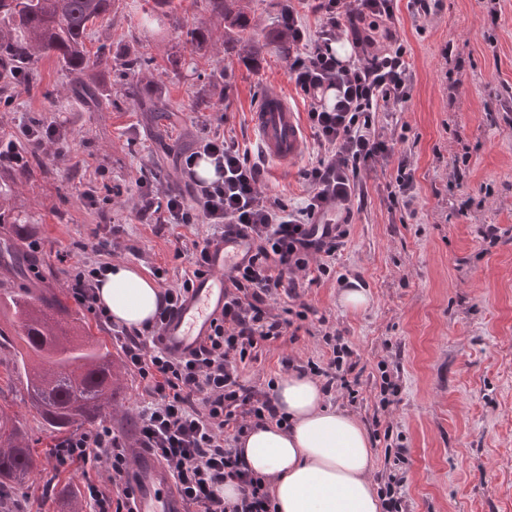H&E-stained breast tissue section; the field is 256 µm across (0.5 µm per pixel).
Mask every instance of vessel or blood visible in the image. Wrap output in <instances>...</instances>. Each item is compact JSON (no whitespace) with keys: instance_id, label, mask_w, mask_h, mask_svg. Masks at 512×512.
<instances>
[{"instance_id":"b4317fda","label":"vessel or blood","mask_w":512,"mask_h":512,"mask_svg":"<svg viewBox=\"0 0 512 512\" xmlns=\"http://www.w3.org/2000/svg\"><path fill=\"white\" fill-rule=\"evenodd\" d=\"M268 158L287 162L298 158L304 149V133L297 113L287 98L271 89L253 114ZM245 254L243 244L234 240L214 241L208 250L204 273L168 320L163 331L165 346L173 353L186 355L210 331L212 320L224 309V289L236 265ZM131 473L135 488V512H182L170 478L153 458L145 453L134 457Z\"/></svg>"}]
</instances>
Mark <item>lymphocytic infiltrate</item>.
<instances>
[{
    "label": "lymphocytic infiltrate",
    "instance_id": "lymphocytic-infiltrate-1",
    "mask_svg": "<svg viewBox=\"0 0 512 512\" xmlns=\"http://www.w3.org/2000/svg\"><path fill=\"white\" fill-rule=\"evenodd\" d=\"M349 11L343 0H314L311 10L320 19L318 38H310L295 12L286 19L295 51L288 57V73L308 103L307 120L328 160L306 171L311 192L299 208L261 192L264 168L248 151L227 142L220 133L204 137L197 150L180 154L184 173H192L196 158L215 163L217 178L199 183L192 198L176 194L157 197L153 190L140 196V216L159 224H207L212 231L196 244L192 263L203 270L213 241L230 235L247 241L250 256L236 269L224 293V310L211 332L186 357L170 353L160 343V330L190 291L193 280L163 291L162 305L149 328L113 326L115 341L126 366L144 382L150 397L134 420L132 438L108 424L85 428L57 440L52 473L79 464H94L102 476L87 480L84 492L92 512H134L130 463L135 449H143L170 474L186 512H275L269 487L256 477L230 448L253 427L276 420L273 394L246 385L237 366L251 357L261 342L286 335L295 319L274 315L278 296H296L294 271L307 267L317 254L333 256L347 235L342 225L317 227L313 219L327 209L348 210L360 188L361 172L389 158L388 140L376 129V115L406 103L409 69L405 49L398 45L390 24L394 0H357ZM351 36L361 50L355 62L337 59L333 42ZM30 150L14 145L0 148V164L24 172L28 155L57 141L58 128L37 125L23 129ZM94 244L95 259L76 263L67 272L74 299L103 323L110 317L96 299L98 277L108 265L102 255L118 247V226L108 224ZM347 344L328 366H303L304 374L323 378V391L333 385L352 390L354 365ZM237 483L241 496L225 502L219 489Z\"/></svg>",
    "mask_w": 512,
    "mask_h": 512
}]
</instances>
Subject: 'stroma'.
<instances>
[{"mask_svg": "<svg viewBox=\"0 0 512 512\" xmlns=\"http://www.w3.org/2000/svg\"><path fill=\"white\" fill-rule=\"evenodd\" d=\"M260 47L259 61H244L224 47V22L203 0H179L181 28L148 24L145 0H118L110 19L92 26L90 55L145 58L135 76L117 67L68 74L41 58L24 83L7 78L0 94V140L18 150L28 144L25 125H55L63 138L31 156L19 173L0 167L12 194L0 204V394L27 426L37 466L14 492L22 512H63L70 491L82 490V468L60 473L50 497L42 490L57 432L23 400L15 368L19 344L7 298L37 285L75 306L66 265L93 259L102 222L121 225V249L112 258L150 274L165 268L163 287L179 286L193 267V244L210 234L206 224L160 226L139 218L143 172H153L158 193L194 190L178 166L182 152L221 132L263 154L252 114L266 91L279 88L298 115L308 109L287 72L270 28L293 7L311 37L319 23L309 0H241ZM208 30L196 49L189 30ZM406 50L409 100L377 117L393 144L391 158L361 174V199L337 221L348 235L327 262L298 272L299 297H279L275 313L306 304L310 312L296 336L263 343L255 360L239 368L244 383L266 389L289 375L285 359L301 366L328 362L325 333L337 331L353 351L359 394L343 390L327 405L345 408L365 427L373 480L400 482L407 512H512V0H439L428 17H415L397 0L391 24ZM137 84L139 98L127 95ZM165 101L167 111L145 104ZM312 130L294 161H266L261 189L300 206L311 188L305 170L327 159ZM414 176L412 208L394 207L389 193L397 164ZM97 192L96 207L84 194ZM357 282L366 307L344 308L343 282ZM399 387L382 405V375ZM123 401L104 417L130 433L148 394L132 372L123 374ZM403 458H396L397 448Z\"/></svg>", "mask_w": 512, "mask_h": 512, "instance_id": "stroma-1", "label": "stroma"}]
</instances>
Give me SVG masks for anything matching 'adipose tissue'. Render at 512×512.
I'll return each instance as SVG.
<instances>
[{"label": "adipose tissue", "mask_w": 512, "mask_h": 512, "mask_svg": "<svg viewBox=\"0 0 512 512\" xmlns=\"http://www.w3.org/2000/svg\"><path fill=\"white\" fill-rule=\"evenodd\" d=\"M160 293L140 271L115 263L97 299L113 322L140 329L154 316ZM276 399L286 426L258 425L237 443L254 475L269 482L276 512H381L364 427L326 407L318 384L305 376L285 379Z\"/></svg>", "instance_id": "ef3b65f1"}]
</instances>
